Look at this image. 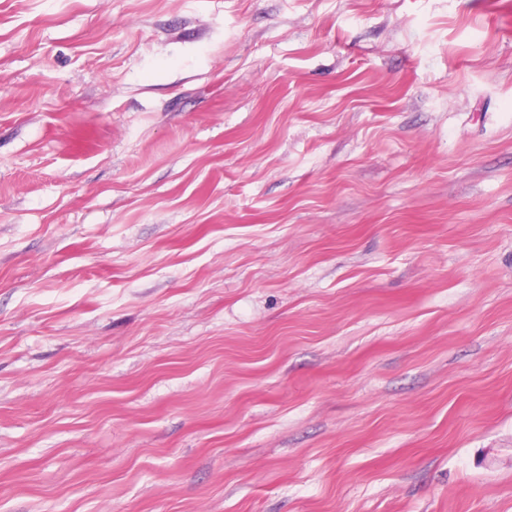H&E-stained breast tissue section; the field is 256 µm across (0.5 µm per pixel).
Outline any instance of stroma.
<instances>
[{"label":"stroma","instance_id":"stroma-1","mask_svg":"<svg viewBox=\"0 0 512 512\" xmlns=\"http://www.w3.org/2000/svg\"><path fill=\"white\" fill-rule=\"evenodd\" d=\"M0 512H512V0H0Z\"/></svg>","mask_w":512,"mask_h":512}]
</instances>
